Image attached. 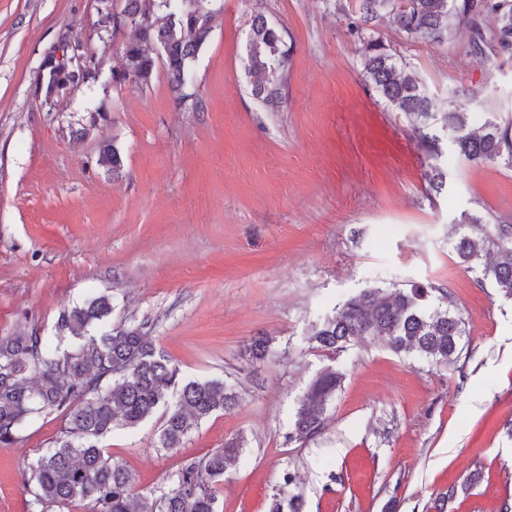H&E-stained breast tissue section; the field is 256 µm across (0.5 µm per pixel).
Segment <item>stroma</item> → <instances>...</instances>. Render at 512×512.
Listing matches in <instances>:
<instances>
[{"label":"stroma","instance_id":"1","mask_svg":"<svg viewBox=\"0 0 512 512\" xmlns=\"http://www.w3.org/2000/svg\"><path fill=\"white\" fill-rule=\"evenodd\" d=\"M220 5L192 65L194 100L179 106L163 69L113 84L124 38L105 39L98 0H0V336L21 322L52 335L60 309L105 293L109 325L147 324L181 378L237 383L235 409L202 420L182 448H159L158 413L99 440L142 494L239 440L218 512H269L279 497L300 498L303 512H504L512 299L453 244L466 216L512 224V166L468 161L447 138L441 156L423 149L416 120L360 76L356 0ZM258 11L293 46L276 112L258 110L245 76ZM380 32L437 105L457 90L473 125L512 116V57L476 58L466 31L443 46L407 41L388 21ZM67 40L94 54L97 75L48 102L36 78ZM107 144L120 177L98 162ZM429 284L450 291L465 323L454 363L381 340L333 354L310 339L364 289ZM262 335L272 356L259 363L249 345ZM327 368L343 379L325 431L289 441L299 397ZM60 426L37 418L0 447V512H29L24 474Z\"/></svg>","mask_w":512,"mask_h":512}]
</instances>
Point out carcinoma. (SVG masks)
<instances>
[{
  "mask_svg": "<svg viewBox=\"0 0 512 512\" xmlns=\"http://www.w3.org/2000/svg\"><path fill=\"white\" fill-rule=\"evenodd\" d=\"M105 11L132 22L133 37L123 45L124 63L112 71V83L148 82L157 65L164 66L175 104L185 103L190 69L212 31L216 0H99ZM353 33L362 44V76L399 112L424 125L440 121L452 134L458 154L470 161L512 163V118H487L469 129L465 109H435L418 73L397 63L377 27L392 15L408 41L443 44L466 29L472 32L471 53L480 58L512 55V0H359ZM292 48L282 33L261 15L251 19L245 44V70L252 96L264 107L282 103V90ZM95 78V70L76 75L48 72L43 88ZM100 165L117 175L122 168L117 146H105ZM480 216L459 225L454 249L467 267L483 265L505 296L512 298V224L485 231ZM493 253L481 263L482 253ZM112 313L108 296L93 294L83 305L62 308L54 335L22 324L0 337V447L21 441L27 422L52 413L62 416L53 446L29 465L25 484L31 512L78 508L81 512H217L216 483L238 456L232 442L200 460L182 463L171 487L157 496L136 491L133 475L98 447L115 427L134 428L167 407L159 446H182L190 432L214 412L233 408L234 388L218 380L179 378L171 358L157 348L144 324L90 328ZM464 322L451 293L442 288H371L337 305L312 332L318 347L340 353L368 338L381 339L397 353L446 364L460 353ZM341 384V374H318L298 400L292 437L311 439L326 425V412ZM177 401L167 406L169 392Z\"/></svg>",
  "mask_w": 512,
  "mask_h": 512,
  "instance_id": "1",
  "label": "carcinoma"
}]
</instances>
